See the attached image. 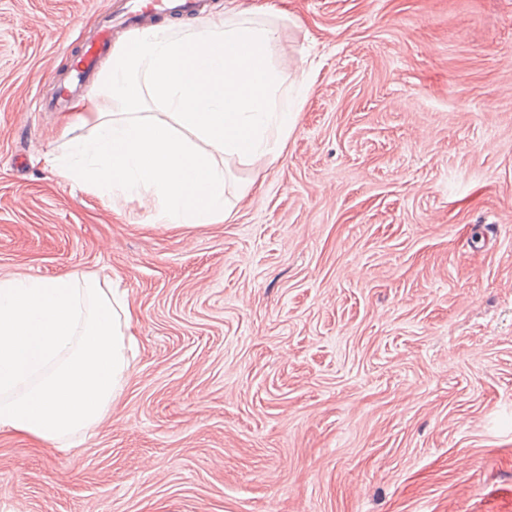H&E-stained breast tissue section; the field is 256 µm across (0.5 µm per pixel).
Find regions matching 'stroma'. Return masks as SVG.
Wrapping results in <instances>:
<instances>
[{
  "label": "stroma",
  "mask_w": 512,
  "mask_h": 512,
  "mask_svg": "<svg viewBox=\"0 0 512 512\" xmlns=\"http://www.w3.org/2000/svg\"><path fill=\"white\" fill-rule=\"evenodd\" d=\"M308 87L215 224L111 208L41 112L112 0H0V278L119 277L136 347L0 512H512V0H274Z\"/></svg>",
  "instance_id": "35a3bbf8"
}]
</instances>
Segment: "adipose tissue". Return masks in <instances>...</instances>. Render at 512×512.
Listing matches in <instances>:
<instances>
[{
    "label": "adipose tissue",
    "mask_w": 512,
    "mask_h": 512,
    "mask_svg": "<svg viewBox=\"0 0 512 512\" xmlns=\"http://www.w3.org/2000/svg\"><path fill=\"white\" fill-rule=\"evenodd\" d=\"M278 9L228 8L134 31L76 102L90 137L47 161L110 206L149 201L160 224L226 213L225 165L279 156L296 126L273 64ZM131 309L98 278L0 279V432L59 442L111 410L129 366Z\"/></svg>",
    "instance_id": "adipose-tissue-1"
}]
</instances>
